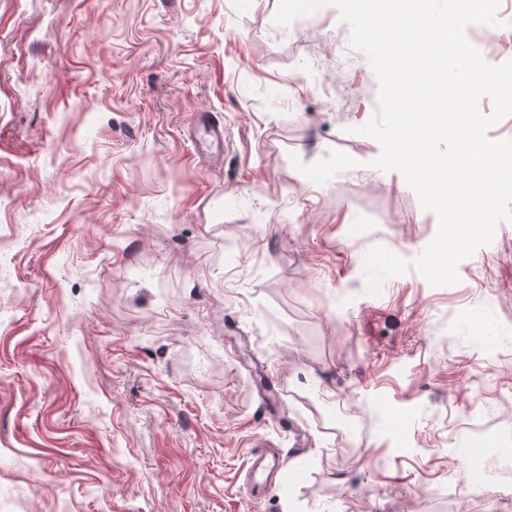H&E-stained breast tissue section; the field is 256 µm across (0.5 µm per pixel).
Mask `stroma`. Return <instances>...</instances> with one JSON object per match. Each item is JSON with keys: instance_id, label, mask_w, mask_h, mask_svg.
Segmentation results:
<instances>
[{"instance_id": "obj_1", "label": "stroma", "mask_w": 512, "mask_h": 512, "mask_svg": "<svg viewBox=\"0 0 512 512\" xmlns=\"http://www.w3.org/2000/svg\"><path fill=\"white\" fill-rule=\"evenodd\" d=\"M276 8L0 0V512H512V223L368 295L438 218L339 11ZM196 136L197 154L211 162H218L224 152V125L210 114L196 113L189 123ZM282 465L283 461L279 453H273L268 464H265L260 458L255 457L252 460L251 467L249 468L252 479L248 491L253 499L258 500L261 498L267 487L269 476L271 475L272 480L273 474H277Z\"/></svg>"}]
</instances>
